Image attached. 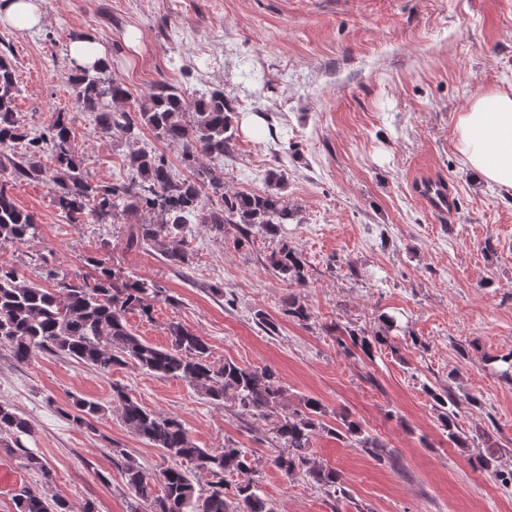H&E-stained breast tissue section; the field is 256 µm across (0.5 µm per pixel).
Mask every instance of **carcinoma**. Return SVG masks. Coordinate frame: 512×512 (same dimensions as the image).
<instances>
[{
	"mask_svg": "<svg viewBox=\"0 0 512 512\" xmlns=\"http://www.w3.org/2000/svg\"><path fill=\"white\" fill-rule=\"evenodd\" d=\"M75 101L95 114L99 133L134 139L147 126L164 140L181 149L183 162L193 166L204 156L211 166L194 177L173 175L163 154L132 149L126 156V176L106 184L90 180L84 172L72 137L70 119L56 112L38 135L30 134L16 119L14 103L19 92L12 60L0 53V246L22 244L37 232L35 216L20 209L8 182L39 180L50 187L53 201L72 223L103 224L120 214L148 213L127 226L125 248L144 251L163 246L167 261L174 266L188 263L186 226L208 224L224 232V225L239 226L246 240L254 228L270 236L288 223L291 212L277 192L263 194L224 190V155L229 150L232 112L224 90L215 88L192 98L175 86L158 83L136 109H116L112 103L130 96L126 86L112 78L107 66L75 69L68 74ZM20 155H15L18 145ZM54 159L55 169L44 166L43 156ZM274 272L285 280L306 282L305 261L283 241L269 257ZM160 292L155 283L134 275L117 273L106 260L94 261V272L74 280L67 275L53 278L52 287L20 279L18 272L0 265V346L9 350L18 365L29 364L38 353L70 358L98 374L133 364L158 378L186 382L211 403L230 400L240 413L253 417H277V442L285 452L273 462L285 474L299 473L337 499L346 498L341 474L321 463L312 452L313 439L320 433L335 436L350 446L380 457L385 447L363 426L344 416L331 426L323 421L325 406L307 398L302 408L290 411L283 402L285 388L267 367L241 366L231 360L215 366L210 361L209 343L180 323L168 325L170 344L156 346L137 336L127 314L136 311L152 318L149 298ZM352 346L365 355L387 344V338L349 332ZM429 394L441 409L440 426L448 441L468 448L474 437L458 423L457 401L451 391ZM112 400L121 408L120 419L135 436L161 450L172 465L150 473L132 458L124 457L121 472L128 490L137 501L134 512H274L252 483L229 488L227 474H250L254 460L243 448L227 440L222 448H202L194 441L181 418L147 409L124 386H112ZM73 412L66 416L82 427L106 414L98 401L77 397ZM31 421L9 404L0 403V436L14 438L20 466L44 480H52L51 469L34 450L21 443L32 436ZM487 446L475 457V467L512 485V471L498 470L502 451L490 436L481 432ZM211 477L208 488L199 476ZM17 512H72L64 497L48 498L40 488L23 486L14 495Z\"/></svg>",
	"mask_w": 512,
	"mask_h": 512,
	"instance_id": "carcinoma-1",
	"label": "carcinoma"
}]
</instances>
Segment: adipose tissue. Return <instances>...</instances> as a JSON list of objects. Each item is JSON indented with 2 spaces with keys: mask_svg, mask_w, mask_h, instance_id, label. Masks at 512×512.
<instances>
[{
  "mask_svg": "<svg viewBox=\"0 0 512 512\" xmlns=\"http://www.w3.org/2000/svg\"><path fill=\"white\" fill-rule=\"evenodd\" d=\"M45 0H0V23L39 29ZM455 148L466 166L490 185L512 189V91L484 92L461 112Z\"/></svg>",
  "mask_w": 512,
  "mask_h": 512,
  "instance_id": "1",
  "label": "adipose tissue"
}]
</instances>
